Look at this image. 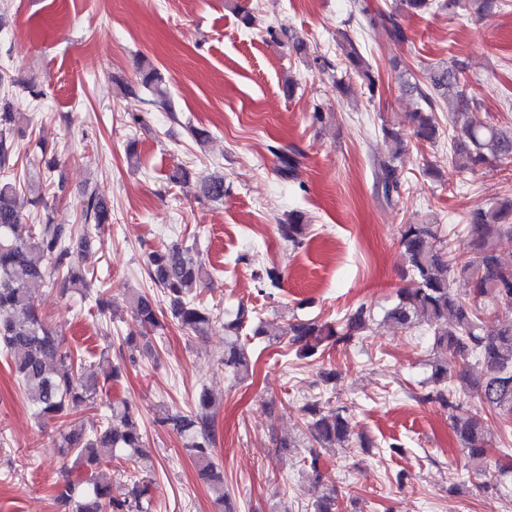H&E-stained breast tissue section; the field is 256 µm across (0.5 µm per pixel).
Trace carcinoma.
<instances>
[{"label": "carcinoma", "instance_id": "cac0c4a2", "mask_svg": "<svg viewBox=\"0 0 512 512\" xmlns=\"http://www.w3.org/2000/svg\"><path fill=\"white\" fill-rule=\"evenodd\" d=\"M401 10L418 14L435 6L453 14L467 6L476 15L491 12L498 0H400ZM366 25L378 37L406 42V30L393 12L372 11L368 3L358 4ZM344 61L353 74L374 93L375 79L368 60L349 35L340 43ZM467 64L454 59L446 67L434 68L426 80L404 83L405 91L417 97L421 107L412 113L414 135L434 143L440 138L441 126L436 112L448 104V120L459 125L458 135L451 139L449 164L459 172L485 166L497 168L512 164V129L493 123L477 124L466 120L473 98L467 94ZM140 85L152 99L172 110V103L162 77L152 66L141 67ZM21 113L7 101L0 104V351L11 359L12 369L35 414L65 416L79 407L94 402L100 385L86 361L65 349L57 335L39 316L35 303L36 287L45 284L68 285L82 296L91 295L88 276L77 255L87 249L94 237L111 221L107 206L92 196L82 202L80 225L55 224L49 214L29 227L27 236L19 235L23 214L18 206L20 191L27 190L34 209L44 205L42 186L27 181L14 160L13 138ZM387 153L374 161L377 190L387 201L398 193L401 168L407 155V140L399 131L381 129ZM281 176H297L298 160L274 147ZM203 196L211 201L224 199V177L211 176L201 184ZM474 234L469 254H459L450 240L439 233L437 224L410 222L401 225L399 244L405 262L415 280L412 288L397 291V302L385 318L402 329L428 327L433 336L431 376L426 391L418 396L423 403L437 404L448 411L462 450L471 457L486 455L492 434L502 442L501 453L506 462L498 467V475L483 484L486 489H499L500 478L512 474V316L497 318V329L484 330L486 299L490 298L512 311V265L504 263L497 242L512 237V198H494L466 216ZM308 225L296 212L278 225V233L288 246L300 247L307 236ZM145 265L151 282L167 300L178 324L194 336H203L217 321L213 309L198 299L197 288L207 272L189 247L164 246L146 255ZM465 288H455L456 282ZM140 325L150 331L164 327L159 301L152 295L133 291L125 297ZM373 314L364 306L346 315L338 325L316 321H297L283 328L282 337L296 348L298 356L312 358L329 345L356 343L370 330ZM253 337L267 334L256 312L238 306L234 318L224 322V331L233 340L224 347L221 365L224 373L243 380L249 375L250 362L243 346L238 344L240 330ZM463 360L456 372L448 370V355ZM474 362L484 371L483 379L471 381L467 365ZM476 393L483 410L499 417L494 429L478 411L461 413L460 394ZM207 392L200 393L193 412L165 411L156 419L185 440L199 475L209 485L212 498L222 503L228 497L224 488V471L213 458L215 418L210 412ZM306 429L312 444L329 448L345 442L353 435L349 408L345 405H321V400L307 404ZM60 448L65 456L85 468L82 478L64 480L57 500L71 505L69 512H152L153 498L148 476L135 471L122 473L114 481L105 473L112 460L131 459L141 454L143 432L138 408L124 401L112 407V417L99 428L86 432L73 429L60 434Z\"/></svg>", "mask_w": 512, "mask_h": 512}]
</instances>
